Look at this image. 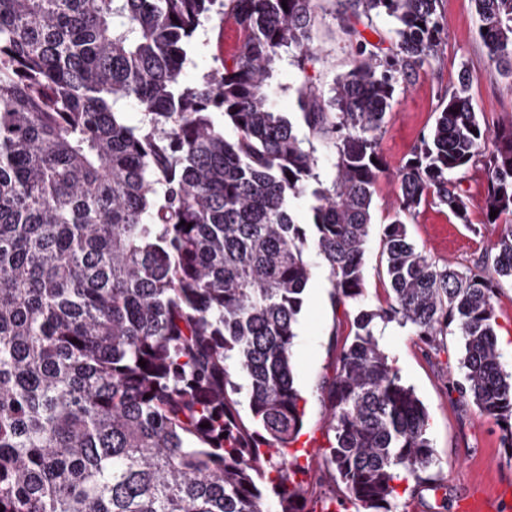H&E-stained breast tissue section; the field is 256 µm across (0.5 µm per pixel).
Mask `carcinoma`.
Here are the masks:
<instances>
[{"mask_svg":"<svg viewBox=\"0 0 512 512\" xmlns=\"http://www.w3.org/2000/svg\"><path fill=\"white\" fill-rule=\"evenodd\" d=\"M473 2L487 57L511 86L512 0ZM341 7L350 70L329 97L302 85L285 117L273 64L285 48L302 69L318 61L315 0H0L3 512H316L326 501L403 512L434 449L380 323L429 346L455 326L457 390L512 449V373L492 304L512 282V123L491 133L462 67L398 171L383 229L390 293L367 304L379 139L401 84L446 34L437 0ZM226 15L244 32L232 63L185 85L196 31ZM379 16L394 23L392 47L365 35ZM126 102L139 125L125 122ZM316 141L333 157L328 184ZM481 158L485 212L498 211L486 223L501 226L491 266H440L405 217L432 197L470 226L454 176ZM300 199L306 224L293 218ZM307 246L353 313L320 387L333 436L315 453L344 497L312 503L290 452L305 415L292 348L313 275Z\"/></svg>","mask_w":512,"mask_h":512,"instance_id":"carcinoma-1","label":"carcinoma"}]
</instances>
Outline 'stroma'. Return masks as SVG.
<instances>
[{"label": "stroma", "mask_w": 512, "mask_h": 512, "mask_svg": "<svg viewBox=\"0 0 512 512\" xmlns=\"http://www.w3.org/2000/svg\"><path fill=\"white\" fill-rule=\"evenodd\" d=\"M338 0H320L311 31V41L320 58L316 68L299 70L288 53L275 64L279 85L275 108L283 114L296 110V90L313 83L329 92L335 79L345 73L352 59L347 37L335 14ZM437 14L446 33L435 60L417 70L402 86L386 119L379 140L385 163L374 195V222L365 248V298L378 305L386 298L383 277L382 233L393 212L398 194L396 174L409 158L423 133L434 124L441 100L457 84L461 66H468L474 105L490 129L512 122V89L488 62L478 37L473 0H438ZM242 32L233 18L199 28L194 49L182 68V81L191 85L218 67L223 57L233 56ZM470 225L458 224L448 210L432 202L422 203L406 218L411 239L429 259L443 265L483 267L496 240L498 226L487 223L485 197L487 177L483 166L470 167L457 176ZM498 323V348L506 371H512V284L503 283L494 300ZM350 309L334 302L327 275L315 267L306 290L293 345L296 382L306 400L303 440L327 442V415L320 386L336 370V357L351 334ZM406 385L423 402L430 417V438L437 466L433 475L448 495L447 512H458V501L468 485L483 484L498 492L500 512H512V449L505 447L497 423L480 415L474 405L460 398L455 389L463 378V341L457 331L439 337L428 346L396 325H389L379 338Z\"/></svg>", "instance_id": "1"}]
</instances>
